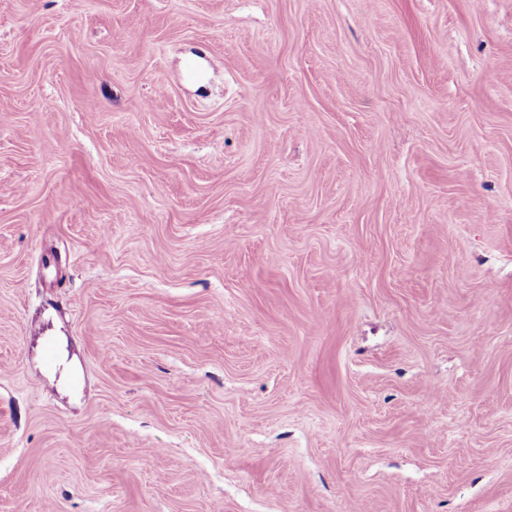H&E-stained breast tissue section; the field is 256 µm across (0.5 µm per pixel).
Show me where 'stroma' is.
<instances>
[{
	"instance_id": "stroma-1",
	"label": "stroma",
	"mask_w": 512,
	"mask_h": 512,
	"mask_svg": "<svg viewBox=\"0 0 512 512\" xmlns=\"http://www.w3.org/2000/svg\"><path fill=\"white\" fill-rule=\"evenodd\" d=\"M0 512H512V0H0Z\"/></svg>"
}]
</instances>
